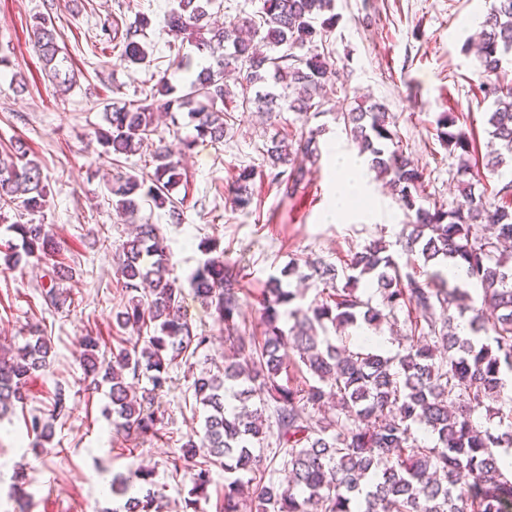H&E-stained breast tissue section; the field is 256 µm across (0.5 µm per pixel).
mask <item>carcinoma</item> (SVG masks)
Returning a JSON list of instances; mask_svg holds the SVG:
<instances>
[{
  "label": "carcinoma",
  "instance_id": "obj_1",
  "mask_svg": "<svg viewBox=\"0 0 512 512\" xmlns=\"http://www.w3.org/2000/svg\"><path fill=\"white\" fill-rule=\"evenodd\" d=\"M215 0H175L161 31L182 38L207 57L189 81L187 92L170 97L173 86L161 76L141 98L104 105L106 127L96 131L104 153L127 155L158 136L154 169L148 175L119 172L110 192L124 221L138 225L119 248L118 274L125 302L116 314L122 330L148 332L143 341L114 337L102 350L101 338L82 339L80 365L88 387L109 386L112 429L145 439L160 433L163 414L156 398L169 370L188 363L210 337L193 330L182 306V288L170 277L171 258L159 228L141 216L142 204L179 218L173 192L183 181L180 159L200 140H224L231 112H297L317 117L336 93V67L320 52L318 39L336 25L335 0H262L259 14L211 23ZM151 20L143 16L121 36L120 61L141 64L148 47L140 36ZM32 46L51 78L61 79L59 47L51 18L35 17ZM260 39L266 50L257 48ZM484 97L493 99L487 124L491 151L485 168L503 177L512 167V87L498 81L512 62V0H488L478 44ZM239 75L240 93L224 84V73ZM187 109L195 134L172 140L158 135L160 114ZM345 131L367 158L369 169L385 180L405 211L402 250L423 265L407 271L382 239L352 252L338 267L320 258L305 262L308 272L290 264L270 276L264 292L261 335L246 334L238 321L240 283L224 256L208 255L190 278L198 299L224 326V361L195 377L191 389L205 410L194 432L168 459L171 473L188 475L196 505L208 499L211 467L224 468L220 512H242L245 487L254 485L255 512H502L512 501L504 456L512 453V395L504 377L512 375V206L475 192L480 171L470 169L472 142L457 127L459 117L442 113L440 143L459 160L461 201L447 210L423 196V174L396 141L393 117L385 104L365 100L341 113ZM319 126L293 140L278 132L266 143L271 182L286 197L303 184V161L318 156ZM245 168L232 188V203L242 212L253 203ZM37 160L22 144L0 154V222L5 209L17 220L0 240L1 271L22 260L47 257L59 246L45 224L22 221L23 214L47 207L49 185ZM464 268L466 284L483 292L474 304L469 289L450 285L448 261ZM66 271L55 264L42 290L44 305L61 312L67 301L57 280ZM315 280L321 288L306 306L302 294L283 279ZM344 281L338 286V281ZM379 302H374L375 297ZM407 314L409 327L398 351L385 356L364 343L350 344L349 328L377 329ZM468 320L469 333L458 320ZM340 333L332 340L329 331ZM51 340L34 330L24 344L0 345V415L25 409L26 386L51 363ZM306 369L300 384L281 383L286 362ZM147 379L149 386H139ZM69 397L58 389L48 417L24 418L32 447L53 433V422L69 416ZM487 410L498 418L484 427L474 416ZM277 426L269 464H263L269 418ZM155 472L136 467L112 479L109 491L122 499L112 512H163L165 485ZM9 497L27 512L24 482L12 484Z\"/></svg>",
  "mask_w": 512,
  "mask_h": 512
}]
</instances>
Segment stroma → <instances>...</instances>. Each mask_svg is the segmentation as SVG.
Masks as SVG:
<instances>
[{"label": "stroma", "mask_w": 512, "mask_h": 512, "mask_svg": "<svg viewBox=\"0 0 512 512\" xmlns=\"http://www.w3.org/2000/svg\"><path fill=\"white\" fill-rule=\"evenodd\" d=\"M173 0H0V45H10V64L0 67V146L23 140L37 159L51 190V205L37 215L60 245L57 261L71 267L72 278L60 281L71 301L69 311L54 312L41 291L47 260L30 259L13 271L0 272V340L23 343L31 325H39L54 347L51 367L29 380L26 411L46 413L57 388L69 395L70 413L55 424L49 451L35 456L23 435L22 414L0 420V512H14L8 497L16 477L31 493L29 512H111L116 503L106 488L114 476L139 465L153 468L165 484V512H184L189 480L171 478L166 465L176 440L200 429L203 410L190 391L193 378L224 353V330L189 285L203 261L200 242L213 241L224 261L241 272V319L250 332L261 333L265 284L288 262L322 257L342 265L347 256L381 238L399 263L408 256L398 243L404 212L375 173L364 172L371 216L363 220H325L324 213L343 184L340 162L358 158L347 137L336 103L355 106L364 100L384 103L394 118L404 149L424 172V194L445 208L460 200L455 157L437 139L440 113L459 114L460 127L479 153L487 151V114L492 102L480 89L479 62L472 45L474 15L485 12V0H335L339 21L322 46L336 65L341 87L336 103L317 118L294 112L270 115L235 111L223 142H198L187 154L186 200L180 222L167 211L143 206L142 216L157 224L171 255V275L183 288V306L194 329L209 336L189 364L172 368V382L157 402L164 415L161 436L140 442L112 431L102 414L106 389L90 390L80 366L81 340L94 332L104 339L117 335L115 315L123 301L116 253L130 237L108 202V185L116 171L138 175L152 170L150 148L122 156L113 164L95 132L104 124L103 107L137 99L151 76L167 72L176 88L187 73L170 68L177 53L171 36L157 24ZM50 16L64 59L62 71L74 76L71 90L49 80L31 44L35 15ZM148 15L149 56L127 65L120 50L102 35L103 24L122 28ZM27 84L15 92L16 77ZM321 128L320 158L308 184L293 197L280 194L263 170V150L271 134L297 135ZM255 169L250 183L251 212L236 210L230 186L243 168Z\"/></svg>", "instance_id": "obj_1"}]
</instances>
